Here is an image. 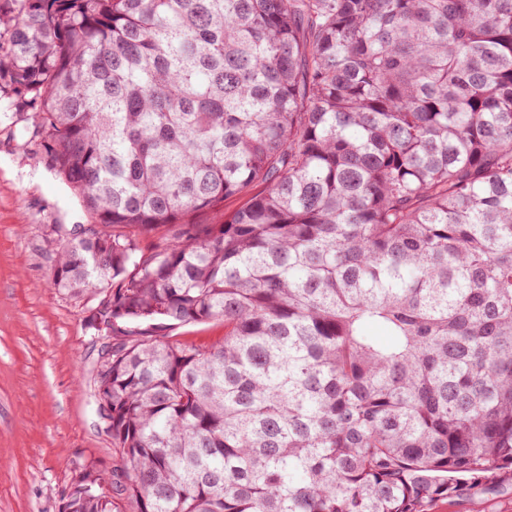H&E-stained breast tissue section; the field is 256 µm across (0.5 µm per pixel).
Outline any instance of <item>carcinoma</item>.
Wrapping results in <instances>:
<instances>
[{"label":"carcinoma","mask_w":512,"mask_h":512,"mask_svg":"<svg viewBox=\"0 0 512 512\" xmlns=\"http://www.w3.org/2000/svg\"><path fill=\"white\" fill-rule=\"evenodd\" d=\"M0 95L91 218L52 283L119 456L63 512L512 489V0H0ZM174 343L207 345L224 337V324L214 321L206 324L186 325L165 332Z\"/></svg>","instance_id":"1"}]
</instances>
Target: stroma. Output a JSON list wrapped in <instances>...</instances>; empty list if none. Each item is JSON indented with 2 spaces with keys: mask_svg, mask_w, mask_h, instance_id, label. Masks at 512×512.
<instances>
[{
  "mask_svg": "<svg viewBox=\"0 0 512 512\" xmlns=\"http://www.w3.org/2000/svg\"><path fill=\"white\" fill-rule=\"evenodd\" d=\"M32 122L0 117V512H61L87 461L115 460L89 384L88 310L51 284L49 225L88 217Z\"/></svg>",
  "mask_w": 512,
  "mask_h": 512,
  "instance_id": "1",
  "label": "stroma"
}]
</instances>
